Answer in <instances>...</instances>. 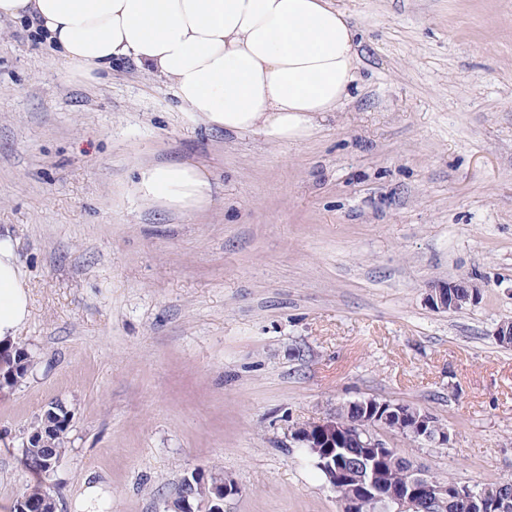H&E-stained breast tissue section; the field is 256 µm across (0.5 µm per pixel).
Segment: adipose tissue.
I'll return each instance as SVG.
<instances>
[{"label":"adipose tissue","instance_id":"adipose-tissue-1","mask_svg":"<svg viewBox=\"0 0 512 512\" xmlns=\"http://www.w3.org/2000/svg\"><path fill=\"white\" fill-rule=\"evenodd\" d=\"M0 17L28 21L71 69L132 61L210 128L271 143L308 137L357 79L355 28L330 0H0ZM135 191L188 214L212 183L197 164H147ZM29 315L12 242L0 238V344Z\"/></svg>","mask_w":512,"mask_h":512}]
</instances>
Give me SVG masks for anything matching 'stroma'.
Segmentation results:
<instances>
[{
	"mask_svg": "<svg viewBox=\"0 0 512 512\" xmlns=\"http://www.w3.org/2000/svg\"><path fill=\"white\" fill-rule=\"evenodd\" d=\"M358 34L343 106L298 142L227 135L131 63L70 71L0 19V236L29 290L34 365L0 395V512L42 483L23 443L71 408L49 481L101 512H166L191 472L224 512H340L288 437L364 397L435 415L394 448L471 485L512 477V0H333ZM207 168L209 206L135 193L147 163ZM477 300L433 310L430 285Z\"/></svg>",
	"mask_w": 512,
	"mask_h": 512,
	"instance_id": "obj_1",
	"label": "stroma"
}]
</instances>
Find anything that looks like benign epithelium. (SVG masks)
<instances>
[{"label":"benign epithelium","mask_w":512,"mask_h":512,"mask_svg":"<svg viewBox=\"0 0 512 512\" xmlns=\"http://www.w3.org/2000/svg\"><path fill=\"white\" fill-rule=\"evenodd\" d=\"M469 287L464 280L448 281L429 289L427 301L438 311H455L460 306L475 301L477 291L462 293ZM362 417L359 423L350 424L338 413L330 411L324 416L309 422L317 430L316 437L309 447H323L319 453L322 464L327 466L331 488H336L338 472L332 467V451L336 446L349 442L366 449V456L379 459L392 451L391 436H399L408 441H421L438 446L448 445V432L436 427L434 417L428 412L400 402L362 398L354 401ZM411 479L401 491H390L385 500L387 512H419L424 502L444 505L448 490L431 484L422 470L410 472ZM356 494L341 502V512H357L359 498L373 494L377 490V480L373 470L361 471L354 476Z\"/></svg>","instance_id":"obj_1"}]
</instances>
